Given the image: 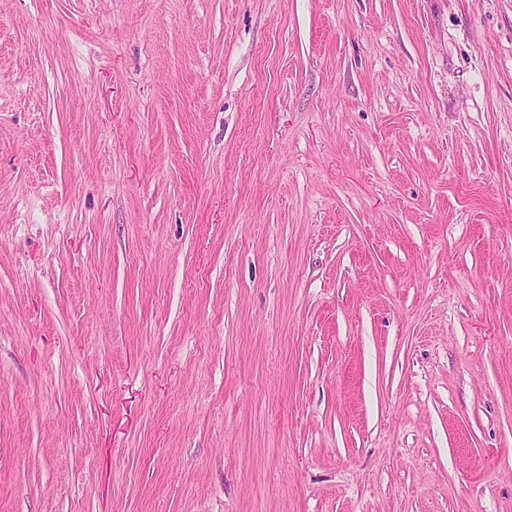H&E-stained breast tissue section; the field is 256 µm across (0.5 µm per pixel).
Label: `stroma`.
<instances>
[{"label":"stroma","mask_w":512,"mask_h":512,"mask_svg":"<svg viewBox=\"0 0 512 512\" xmlns=\"http://www.w3.org/2000/svg\"><path fill=\"white\" fill-rule=\"evenodd\" d=\"M0 512H512V0H0Z\"/></svg>","instance_id":"35a3bbf8"}]
</instances>
